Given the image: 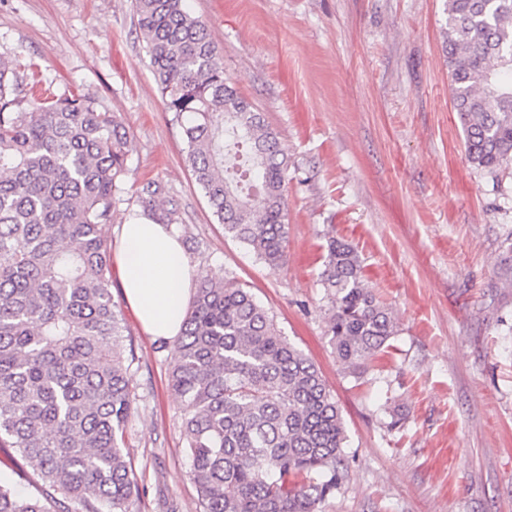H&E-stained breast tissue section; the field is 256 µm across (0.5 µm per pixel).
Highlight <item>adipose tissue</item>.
<instances>
[{"instance_id":"ef3b65f1","label":"adipose tissue","mask_w":512,"mask_h":512,"mask_svg":"<svg viewBox=\"0 0 512 512\" xmlns=\"http://www.w3.org/2000/svg\"><path fill=\"white\" fill-rule=\"evenodd\" d=\"M121 286L144 330L175 339L189 301L194 272L173 227L139 216L118 227Z\"/></svg>"}]
</instances>
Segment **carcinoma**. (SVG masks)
I'll use <instances>...</instances> for the list:
<instances>
[{"label":"carcinoma","instance_id":"carcinoma-1","mask_svg":"<svg viewBox=\"0 0 512 512\" xmlns=\"http://www.w3.org/2000/svg\"><path fill=\"white\" fill-rule=\"evenodd\" d=\"M186 160L224 232L265 264L286 257L288 161L278 134L240 95L185 0H134ZM446 53L469 161L512 164V0H447ZM129 135L88 94L22 93L0 59V449L41 480L37 496L0 485V512H129L139 496L127 429L131 365L112 300L103 227L122 192ZM165 186L139 191L157 211ZM503 287L512 288V234ZM320 284L339 363L365 369L397 321L365 283L356 249L334 237ZM170 387L201 512H321L345 477V422L318 368L235 278L202 276L188 302Z\"/></svg>","mask_w":512,"mask_h":512}]
</instances>
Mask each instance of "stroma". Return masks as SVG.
Here are the masks:
<instances>
[{
  "instance_id": "1",
  "label": "stroma",
  "mask_w": 512,
  "mask_h": 512,
  "mask_svg": "<svg viewBox=\"0 0 512 512\" xmlns=\"http://www.w3.org/2000/svg\"><path fill=\"white\" fill-rule=\"evenodd\" d=\"M239 92L288 155V248L276 268L227 236L185 162L133 0H0V57L24 86L97 98L130 133L106 235L167 188L194 272L246 282L319 369L348 435L346 478L322 512H512V166L467 159L443 50L446 0H186ZM350 243L398 319L364 373L325 336L319 274ZM112 299L136 361L128 426L142 495L130 512H199L172 342L148 336L120 279ZM401 427L391 428L393 414Z\"/></svg>"
}]
</instances>
